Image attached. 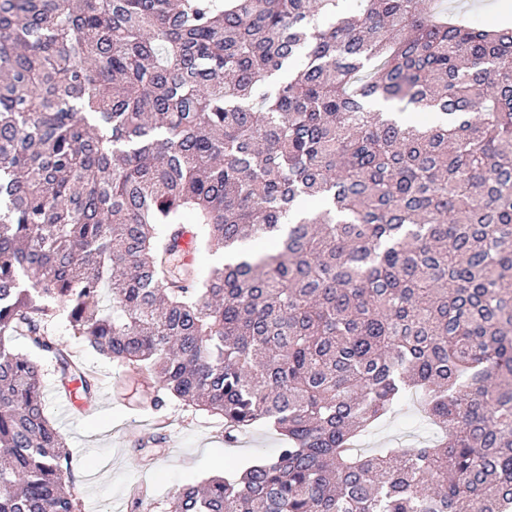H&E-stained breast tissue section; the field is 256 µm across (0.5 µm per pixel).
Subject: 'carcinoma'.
<instances>
[{
	"label": "carcinoma",
	"mask_w": 512,
	"mask_h": 512,
	"mask_svg": "<svg viewBox=\"0 0 512 512\" xmlns=\"http://www.w3.org/2000/svg\"><path fill=\"white\" fill-rule=\"evenodd\" d=\"M339 2L0 0V512H80L6 343L92 399L58 311L155 409L281 436L167 512H512V26ZM411 392L443 436L355 448ZM186 227L191 231V235H193L192 243H191V258L187 262L191 265V267L196 271V273L200 277H204L208 274L210 269L216 266L219 262H222L223 255L218 252H200L196 249L195 242L196 233L200 232L198 226L196 224H187Z\"/></svg>",
	"instance_id": "cac0c4a2"
}]
</instances>
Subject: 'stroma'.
I'll list each match as a JSON object with an SVG mask.
<instances>
[{
	"label": "stroma",
	"mask_w": 512,
	"mask_h": 512,
	"mask_svg": "<svg viewBox=\"0 0 512 512\" xmlns=\"http://www.w3.org/2000/svg\"><path fill=\"white\" fill-rule=\"evenodd\" d=\"M45 328L98 384L92 401L76 408L54 361L40 358L47 413L65 438L67 475L79 492L82 512H127L125 503L138 487L143 490L140 512H165L169 498L184 484L230 474L231 464L260 460L280 448L279 435L263 423L240 434L236 446L230 447L217 417L177 401L153 410L149 393L127 377L124 366L93 351L63 316L49 318ZM151 434L161 436V443L146 444ZM437 436L415 395L358 446L366 451L406 448Z\"/></svg>",
	"instance_id": "1"
}]
</instances>
